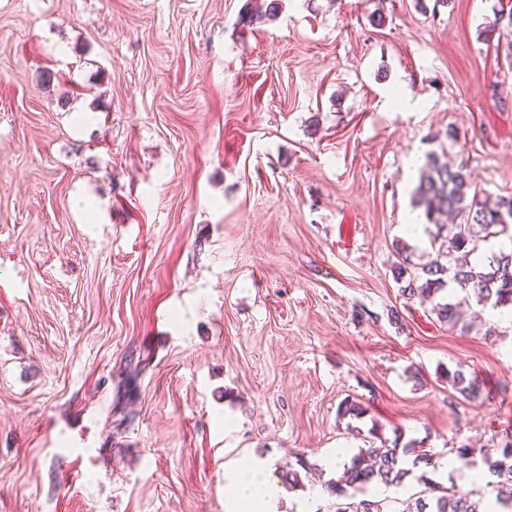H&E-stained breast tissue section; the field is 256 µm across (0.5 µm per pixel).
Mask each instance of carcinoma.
Wrapping results in <instances>:
<instances>
[{
    "instance_id": "1",
    "label": "carcinoma",
    "mask_w": 512,
    "mask_h": 512,
    "mask_svg": "<svg viewBox=\"0 0 512 512\" xmlns=\"http://www.w3.org/2000/svg\"><path fill=\"white\" fill-rule=\"evenodd\" d=\"M280 0H263L242 16L250 25L273 20L279 13ZM471 172L461 162L450 165L433 151L426 156L415 188V206L424 208L428 223L441 227L457 224L456 234L439 245L437 255L417 267H409L403 259L395 265L393 277L399 285V297L405 302L418 299L432 305V313L450 329L465 332L471 323L465 320L461 302L440 297L448 283L453 282L466 293L467 300L493 308L512 306V196L480 195L471 191ZM497 241L499 247L480 265L470 257L479 251L480 243ZM454 257V263L441 262L443 254ZM448 383L466 399L481 394L477 380L467 378L460 368L447 370ZM399 440L385 448H361L344 465L342 476L331 483V492L347 500L336 512H388L384 500L357 499L371 484L399 486L413 470L424 466L436 467L433 456L414 444L398 447ZM414 454L412 468L403 467L402 457ZM482 463L495 477L496 501L506 512H512V439L498 448L484 452ZM418 479L425 485L423 494L415 500L413 512H480V503L470 493L445 487L422 472Z\"/></svg>"
}]
</instances>
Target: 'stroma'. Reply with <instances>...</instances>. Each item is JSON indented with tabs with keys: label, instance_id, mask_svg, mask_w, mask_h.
<instances>
[{
	"label": "stroma",
	"instance_id": "obj_1",
	"mask_svg": "<svg viewBox=\"0 0 512 512\" xmlns=\"http://www.w3.org/2000/svg\"><path fill=\"white\" fill-rule=\"evenodd\" d=\"M250 3L0 0V512H238L253 456L336 512L337 449L384 439L495 496L512 323L449 330L392 269L435 255L427 152L512 195V0ZM281 0H263V4L256 8L247 10L242 16V21H246L248 25H257L273 20L279 13V5ZM448 383L466 399H477L481 394L480 384L476 379H468L461 368L448 369L446 372Z\"/></svg>",
	"mask_w": 512,
	"mask_h": 512
}]
</instances>
